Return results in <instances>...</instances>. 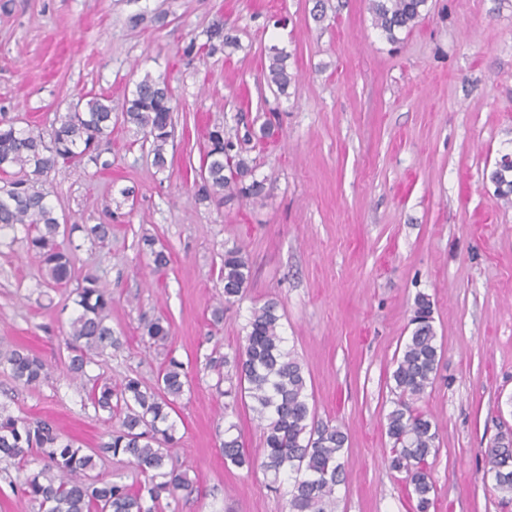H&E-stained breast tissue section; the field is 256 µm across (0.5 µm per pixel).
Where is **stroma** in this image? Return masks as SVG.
<instances>
[{"instance_id": "1", "label": "stroma", "mask_w": 512, "mask_h": 512, "mask_svg": "<svg viewBox=\"0 0 512 512\" xmlns=\"http://www.w3.org/2000/svg\"><path fill=\"white\" fill-rule=\"evenodd\" d=\"M316 1L0 0V113L46 129L88 92L110 95L118 112L145 74L172 78L170 168L157 171L142 134L118 124L109 169L60 165L48 176L59 218L112 224L106 244L74 238L75 271L96 273L111 294L119 340L87 376L119 381L134 371L151 384L166 356L182 361L189 388L176 405L172 453L193 492L177 512H288L286 493L271 492L262 471L225 466L226 422L250 449L262 432L246 403L225 411L205 367L212 351L238 347L253 306L277 298L310 408L349 437L352 475L333 512H410L385 461L384 422L393 357L421 292L444 348L419 403L439 433L431 512H512L482 456L512 432V203L486 177L512 150V0H428L396 44L374 28L366 0H320V22ZM219 19L236 29L239 49L186 53ZM273 45L296 75L285 97L263 78ZM269 118L276 142L251 153L265 197L197 201L208 125L242 132ZM125 188L133 199L122 200ZM145 233L171 253L164 274L138 248ZM235 245L252 281L216 326L221 258ZM74 314L67 289L43 287L24 240L0 246V360L26 347L49 368L27 387L0 363V405L52 420L94 450L112 424L65 368L61 329ZM163 314L173 338L156 349L139 327Z\"/></svg>"}]
</instances>
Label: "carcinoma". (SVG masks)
Masks as SVG:
<instances>
[{
  "mask_svg": "<svg viewBox=\"0 0 512 512\" xmlns=\"http://www.w3.org/2000/svg\"><path fill=\"white\" fill-rule=\"evenodd\" d=\"M428 0H367L374 26L391 43L399 34L410 33L419 23ZM209 51L236 49L233 28L218 21L206 30ZM267 83L281 96L296 81L286 64L289 55L270 48ZM173 94L166 75H145L137 81L132 98L120 113L124 124L134 126L150 143L153 166L168 168L166 145L173 138ZM112 136V99L103 94L80 98L69 111L56 115L50 132L31 125L17 127V121L0 114V232L22 233L28 249L40 258L44 285L58 288L71 279L70 253L59 237L72 238L77 232L105 243L112 236L110 224H62L48 202L46 177L59 162L92 163L107 169L112 162L103 158L102 144ZM274 136L267 121L257 132L233 138L224 125L212 126L207 149L201 159L206 177L195 182V196L207 202L220 196L250 200L265 195V183L254 178L248 157L251 140ZM498 197L512 203V155L503 153L487 173ZM148 255L153 272L170 264L165 246L152 235L138 241ZM251 267L243 249L233 246L221 258L222 300L212 309L215 322L224 319V308L241 300L248 290ZM77 313L71 318L63 344L68 351L67 370L75 380L86 376L94 358L118 344L107 324L112 296L99 277L88 272L73 290ZM283 309L280 301L269 299L251 310L245 326L244 344L231 355L210 354L208 368L215 372L219 394L236 402L249 399L250 410L262 431V447L245 448L241 437L231 436L236 424L224 429L220 448L224 464L271 476V487L279 490L280 477L288 476V512H328L336 489L348 482L345 457L348 434L339 425L315 419L307 401V380L294 352L285 347L282 335ZM141 339L150 345L167 347L172 336L170 322L163 317L143 319ZM408 336L393 360L390 379L397 399L386 415V434L391 440L386 458L388 468L403 475L414 512H430L434 506L432 476L439 441L436 423L416 407L433 387L443 346L434 326L433 302L419 293L414 298L407 325ZM12 378L24 386L45 380L46 363L27 348L11 351L4 360ZM227 388H222L224 382ZM188 384L184 364L170 356L159 370L155 385H147L136 373L115 383L98 378L88 391L95 412L118 425L106 433L98 453L127 457L144 477L132 488L93 475L97 453H88L76 441L62 437L45 420L14 416L0 408V457L25 467L33 457L43 462L41 470L29 473L20 483L21 494L38 504L39 512H161L164 499L177 501L180 493L192 491L186 472L173 461L169 448L177 443L170 413ZM486 476L493 489L512 497V434L498 437L484 450Z\"/></svg>",
  "mask_w": 512,
  "mask_h": 512,
  "instance_id": "cac0c4a2",
  "label": "carcinoma"
}]
</instances>
